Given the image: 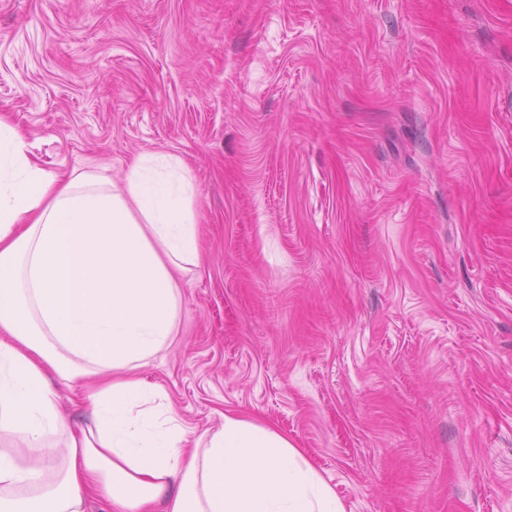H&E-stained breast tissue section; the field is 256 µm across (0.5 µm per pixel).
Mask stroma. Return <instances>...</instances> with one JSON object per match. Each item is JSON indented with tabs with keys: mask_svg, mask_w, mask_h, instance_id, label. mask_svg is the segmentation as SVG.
Masks as SVG:
<instances>
[{
	"mask_svg": "<svg viewBox=\"0 0 512 512\" xmlns=\"http://www.w3.org/2000/svg\"><path fill=\"white\" fill-rule=\"evenodd\" d=\"M0 115L189 168L140 371L188 427L273 425L346 512H512V0H0Z\"/></svg>",
	"mask_w": 512,
	"mask_h": 512,
	"instance_id": "35a3bbf8",
	"label": "stroma"
}]
</instances>
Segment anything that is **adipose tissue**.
I'll return each instance as SVG.
<instances>
[{"mask_svg": "<svg viewBox=\"0 0 512 512\" xmlns=\"http://www.w3.org/2000/svg\"><path fill=\"white\" fill-rule=\"evenodd\" d=\"M193 195L170 152L119 185L48 172L0 117V512H345L283 432L229 412L195 433L139 375L178 334ZM83 376L80 425L57 386Z\"/></svg>", "mask_w": 512, "mask_h": 512, "instance_id": "adipose-tissue-1", "label": "adipose tissue"}]
</instances>
